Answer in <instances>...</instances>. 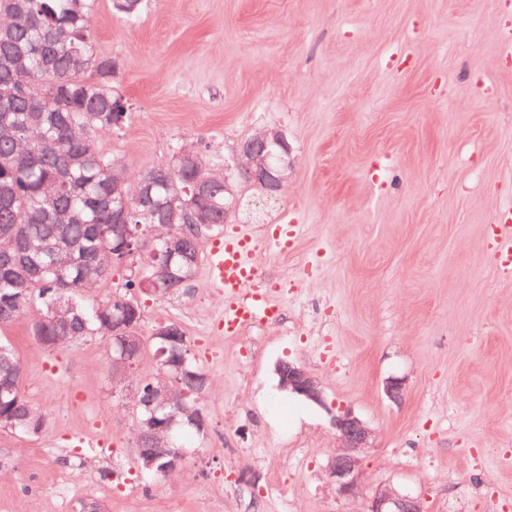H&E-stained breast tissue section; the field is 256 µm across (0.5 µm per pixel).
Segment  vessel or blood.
Instances as JSON below:
<instances>
[{
    "label": "vessel or blood",
    "instance_id": "vessel-or-blood-1",
    "mask_svg": "<svg viewBox=\"0 0 512 512\" xmlns=\"http://www.w3.org/2000/svg\"><path fill=\"white\" fill-rule=\"evenodd\" d=\"M298 225L278 224L264 241H255L243 230L225 234L211 244L206 255L207 277L224 293V333L232 336L254 323L277 321L281 308L270 290L262 288L263 273L255 260L258 250L287 253L298 236ZM492 255L499 272L512 277V225H495Z\"/></svg>",
    "mask_w": 512,
    "mask_h": 512
}]
</instances>
